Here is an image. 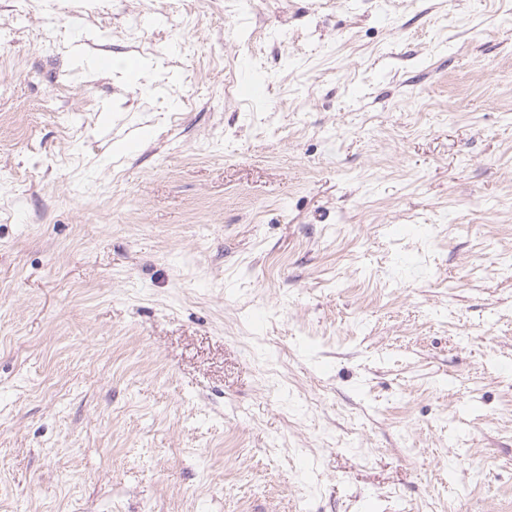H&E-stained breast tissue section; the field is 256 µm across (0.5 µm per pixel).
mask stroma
<instances>
[{
	"label": "stroma",
	"instance_id": "obj_1",
	"mask_svg": "<svg viewBox=\"0 0 512 512\" xmlns=\"http://www.w3.org/2000/svg\"><path fill=\"white\" fill-rule=\"evenodd\" d=\"M0 512H512V0H0Z\"/></svg>",
	"mask_w": 512,
	"mask_h": 512
}]
</instances>
